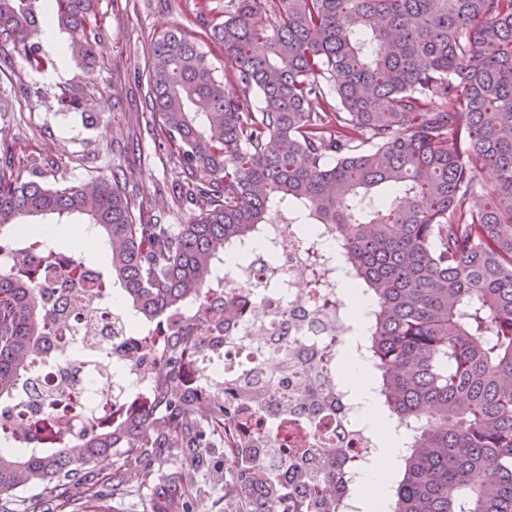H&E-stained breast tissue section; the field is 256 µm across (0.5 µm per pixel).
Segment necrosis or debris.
Here are the masks:
<instances>
[{
	"instance_id": "obj_1",
	"label": "necrosis or debris",
	"mask_w": 512,
	"mask_h": 512,
	"mask_svg": "<svg viewBox=\"0 0 512 512\" xmlns=\"http://www.w3.org/2000/svg\"><path fill=\"white\" fill-rule=\"evenodd\" d=\"M246 251L250 262L217 277L204 298L214 308L234 301L238 315L210 323L208 348L191 352L183 382L207 410L222 403L229 373L245 369L257 386L249 398L233 402L228 432L269 447L273 462L279 447L290 448L292 470L309 473L325 457H336L341 484L306 486L310 512H364L358 482L382 439L361 423L360 405L337 355L353 333L344 302L353 277L336 258L335 236L322 225L309 241L289 234L281 221L269 225L264 239ZM54 305L75 316L74 329L48 339L19 396L0 410V421L16 430L39 420V430L23 438L28 447L46 446L57 428L70 436L81 430L84 412L60 414L53 407L66 396L106 406L108 414L99 420L103 430L151 411L152 388L165 363L153 340L130 332L123 316L103 314L94 305L74 310L64 294ZM89 337L110 357L111 371L79 365L78 354Z\"/></svg>"
}]
</instances>
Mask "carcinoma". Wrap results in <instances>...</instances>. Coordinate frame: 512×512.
<instances>
[{"mask_svg":"<svg viewBox=\"0 0 512 512\" xmlns=\"http://www.w3.org/2000/svg\"><path fill=\"white\" fill-rule=\"evenodd\" d=\"M98 2L0 0V47L46 71L56 61L34 36L56 25L87 64L104 39ZM138 79L161 117L155 139L186 172L177 197L210 206L187 224H142L117 172L89 194L23 182L7 158L0 230L86 219L110 251L89 292L106 298L119 282L148 322L200 298L234 260L230 247L257 238L288 200V223L332 225L375 303L383 405L413 430L392 512H512V0H203L190 25L154 39ZM62 105L97 125L82 98ZM46 232L26 238L28 262L0 265V400L57 331L41 273L66 254ZM183 348L169 345L157 412L110 434L90 414L77 446L63 435L40 453L0 445V512H35L22 488L88 484L90 465L117 449L138 461L190 448L203 463L224 440L226 409L203 414L177 388ZM252 387L238 375L227 395ZM266 452L237 449L234 512H301Z\"/></svg>","mask_w":512,"mask_h":512,"instance_id":"1","label":"carcinoma"}]
</instances>
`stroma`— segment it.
<instances>
[{
	"mask_svg": "<svg viewBox=\"0 0 512 512\" xmlns=\"http://www.w3.org/2000/svg\"><path fill=\"white\" fill-rule=\"evenodd\" d=\"M198 0H99L106 38L93 67L73 61L67 36L57 28H43L38 39L56 66L30 69L11 49L0 51V130L12 149L13 170L24 180L89 186L96 179L122 171L134 212L143 220L162 216L166 223L185 224L198 214V203H176L170 191L185 173L158 149L153 134L160 119L144 102V89L133 76L143 71L152 41L167 29L187 24ZM89 98L98 114L96 127L86 126L79 113L66 111L63 98ZM208 464L191 469L179 448H163L153 455L147 477L125 455L96 466L105 486L101 492L71 491L61 498L54 485L31 490L38 512H155L159 502L179 486L189 484L200 493L196 512H224L225 492L234 489V471L224 451H207ZM128 474L125 487H108L113 472Z\"/></svg>",
	"mask_w": 512,
	"mask_h": 512,
	"instance_id": "obj_1",
	"label": "stroma"
}]
</instances>
